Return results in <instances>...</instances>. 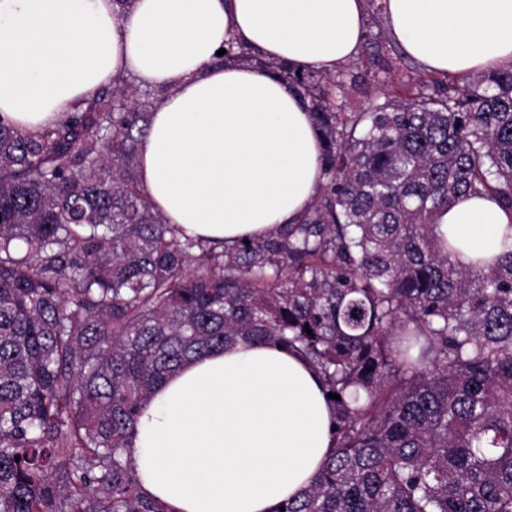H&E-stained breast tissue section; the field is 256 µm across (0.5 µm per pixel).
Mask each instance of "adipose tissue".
Wrapping results in <instances>:
<instances>
[{"label":"adipose tissue","mask_w":512,"mask_h":512,"mask_svg":"<svg viewBox=\"0 0 512 512\" xmlns=\"http://www.w3.org/2000/svg\"><path fill=\"white\" fill-rule=\"evenodd\" d=\"M391 34L429 71L512 64V0H386ZM365 0H0V115L36 132L122 74L161 90L140 181L181 233L233 246L297 223L322 182L320 132L266 62L335 72L357 55ZM235 42L259 65L220 62ZM461 265L492 263L512 215L490 196L443 213ZM141 488L171 512H277L322 467L331 408L317 374L276 344L189 362L144 406Z\"/></svg>","instance_id":"1"}]
</instances>
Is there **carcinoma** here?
<instances>
[{
    "label": "carcinoma",
    "mask_w": 512,
    "mask_h": 512,
    "mask_svg": "<svg viewBox=\"0 0 512 512\" xmlns=\"http://www.w3.org/2000/svg\"><path fill=\"white\" fill-rule=\"evenodd\" d=\"M263 67L308 103L324 182L231 251L141 189L159 94L118 76L36 133L0 117V512H169L140 487L141 409L241 340L340 395L284 512H512V249L470 270L438 231L462 197L512 212V67L363 112L336 111L334 75Z\"/></svg>",
    "instance_id": "obj_1"
}]
</instances>
